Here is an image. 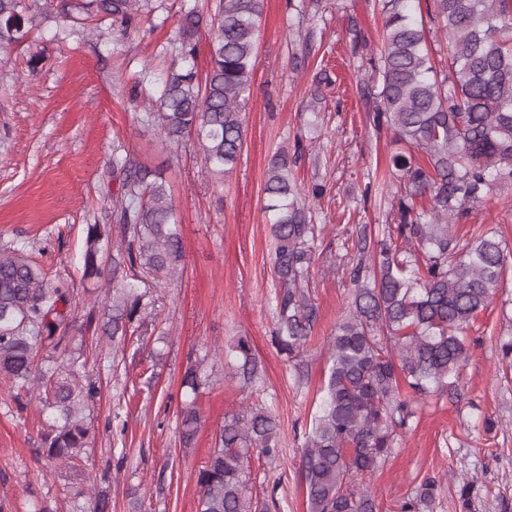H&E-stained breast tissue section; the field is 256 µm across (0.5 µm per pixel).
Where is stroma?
Returning a JSON list of instances; mask_svg holds the SVG:
<instances>
[{"label":"stroma","instance_id":"obj_1","mask_svg":"<svg viewBox=\"0 0 512 512\" xmlns=\"http://www.w3.org/2000/svg\"><path fill=\"white\" fill-rule=\"evenodd\" d=\"M36 16L28 39L0 45V249L23 242L49 283L74 291L75 316L103 309L106 288L79 270L84 229L110 221L112 147L125 144L169 183L185 260L173 279L153 290V325L146 362L133 359L136 337L113 352L108 340L86 352L87 372L100 392L84 416L90 427L87 471L108 474L90 483L39 451L37 429L49 418L31 396L13 398L0 381V501L5 512H94L96 491L109 512H197V475L226 415L248 404L270 407L283 434L274 463L251 460L250 488L263 498L278 487L281 512H308L301 475L303 434L328 374V340L348 289L329 267L347 252L346 225L391 224L396 184L388 165L392 134L366 124L358 82L360 59L349 50V20H357L371 50L381 46L384 17L374 0H265L245 138L237 167L224 180L205 168L198 148L165 142L145 113L147 94L133 98L143 69L172 61L170 45L183 4L210 16L213 0H159L153 26L122 34L105 21L74 27L50 12L47 0H26ZM41 54L37 70L27 61ZM306 151L295 179L325 185L314 200L324 231L310 269L319 316L297 376L272 344L273 242L263 193L268 163L280 150ZM371 197H364V189ZM470 227L492 231L512 246V185L497 186L475 206ZM512 277L468 329L469 358L456 391L417 407L412 430L370 477L380 505L398 502L430 477L438 490L433 512L460 508L462 481L473 484L466 512H512V365L501 347L512 341ZM250 341L259 362L256 390L224 375L223 352ZM198 364L205 377L196 406L194 447L179 444L183 373Z\"/></svg>","mask_w":512,"mask_h":512}]
</instances>
